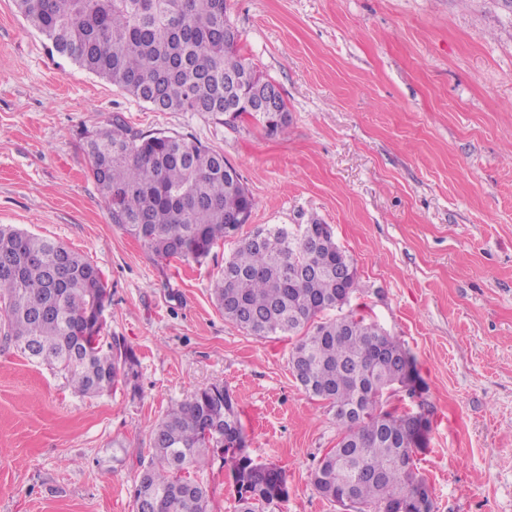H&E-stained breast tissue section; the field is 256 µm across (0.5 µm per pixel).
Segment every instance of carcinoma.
<instances>
[{"mask_svg": "<svg viewBox=\"0 0 512 512\" xmlns=\"http://www.w3.org/2000/svg\"><path fill=\"white\" fill-rule=\"evenodd\" d=\"M19 12L61 56L159 111L233 112L268 132L288 122L277 111L252 112L242 99L265 94L240 53L241 35L227 0H16ZM91 174L112 223L151 253L199 262L249 222L255 200L224 154L191 136L133 131L115 117L86 143ZM328 225H265V241L238 240L211 295L224 318L253 336H291L288 364L309 396L334 409L338 440L311 473L326 499L357 512H434V494L410 463L423 448L413 425L425 410H382L396 387L421 396L415 358L395 337L353 311L356 274ZM111 300L97 266L67 246L0 225V344L46 363L84 396L137 378L135 354L102 336ZM152 456L133 487L149 512H209V490L194 473L215 456L230 463L236 512H281L284 470L255 461L233 392L213 384L172 405L152 429Z\"/></svg>", "mask_w": 512, "mask_h": 512, "instance_id": "carcinoma-1", "label": "carcinoma"}]
</instances>
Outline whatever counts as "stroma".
<instances>
[{"mask_svg":"<svg viewBox=\"0 0 512 512\" xmlns=\"http://www.w3.org/2000/svg\"><path fill=\"white\" fill-rule=\"evenodd\" d=\"M241 52L277 83V133L232 113L161 112L57 54L0 0V225L62 242L111 289L104 336L134 351L136 388L99 397L0 346V512H133L150 432L221 383L251 456L287 474L283 512H354L311 481L334 415L288 367V340L225 320L210 284L234 247L161 260L113 224L88 136L121 116L223 153L251 226L331 225L368 319L417 361L432 430L416 460L435 512H512V9L503 0H229ZM195 477L235 512L228 465Z\"/></svg>","mask_w":512,"mask_h":512,"instance_id":"stroma-1","label":"stroma"}]
</instances>
